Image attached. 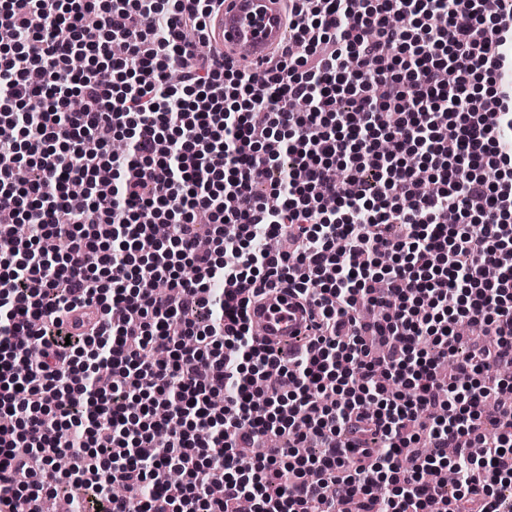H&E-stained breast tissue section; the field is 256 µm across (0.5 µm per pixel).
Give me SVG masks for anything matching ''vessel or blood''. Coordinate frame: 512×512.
I'll use <instances>...</instances> for the list:
<instances>
[{"label":"vessel or blood","instance_id":"vessel-or-blood-1","mask_svg":"<svg viewBox=\"0 0 512 512\" xmlns=\"http://www.w3.org/2000/svg\"><path fill=\"white\" fill-rule=\"evenodd\" d=\"M288 0H224L207 20L211 50L228 64H257L284 43L288 32ZM249 315L260 343L277 346L313 333L308 312L287 289L269 290L251 305Z\"/></svg>","mask_w":512,"mask_h":512}]
</instances>
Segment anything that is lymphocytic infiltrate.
<instances>
[{
  "label": "lymphocytic infiltrate",
  "instance_id": "lymphocytic-infiltrate-1",
  "mask_svg": "<svg viewBox=\"0 0 512 512\" xmlns=\"http://www.w3.org/2000/svg\"><path fill=\"white\" fill-rule=\"evenodd\" d=\"M223 4L0 0V512H512V0H288L260 82L201 51ZM298 301L288 288L277 287L269 290L261 303L251 304L249 315L254 329L260 331V343L276 347L313 334L309 314Z\"/></svg>",
  "mask_w": 512,
  "mask_h": 512
}]
</instances>
